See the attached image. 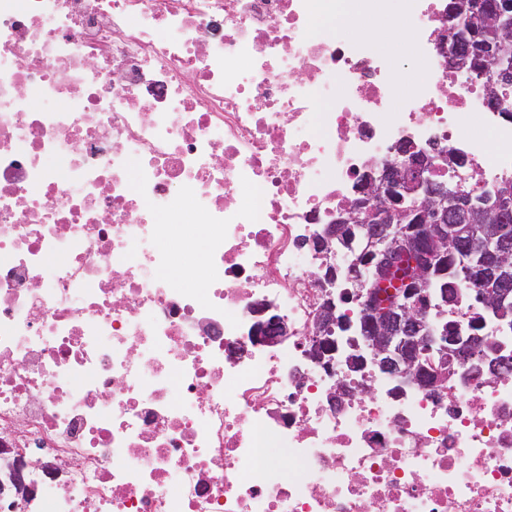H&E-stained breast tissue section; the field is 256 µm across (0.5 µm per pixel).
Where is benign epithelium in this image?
<instances>
[{
  "instance_id": "1",
  "label": "benign epithelium",
  "mask_w": 512,
  "mask_h": 512,
  "mask_svg": "<svg viewBox=\"0 0 512 512\" xmlns=\"http://www.w3.org/2000/svg\"><path fill=\"white\" fill-rule=\"evenodd\" d=\"M450 64L463 63L471 52L468 39L462 35L439 38L441 48H447ZM396 161L384 170L368 174L357 185V191L374 203L370 212L375 214L378 230H368L361 239L360 254L374 257L376 273L380 274L400 257L417 255L413 263L411 287L402 288L389 303L375 299L374 290L346 291L343 296L353 299L359 309L364 339L374 362L381 372L398 376L406 381H420V361L426 354L450 356L461 362L468 361L477 351L475 336H447L432 332L428 313L432 308V295L428 285L436 262L451 251L460 256L473 273L472 280L484 283L497 275L512 273L506 258L512 253V234L508 233V215L512 213V194L508 191H465L450 187L433 178L437 162L447 160V150L435 142L418 145L400 140L392 146ZM416 195L424 203L416 223L406 230L400 223L407 215L398 203L406 195ZM489 210L496 220L476 231L470 226L454 223V217H467L481 210ZM359 215L349 213L328 227L315 241V247L329 255L336 253V244L354 251L351 225L360 224ZM288 336V325L275 318L255 326V340L275 343ZM332 349L313 337L311 355L330 368ZM7 481L17 487V495L27 492L24 465H7Z\"/></svg>"
}]
</instances>
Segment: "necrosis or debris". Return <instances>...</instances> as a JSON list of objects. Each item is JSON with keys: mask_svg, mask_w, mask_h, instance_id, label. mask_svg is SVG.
I'll return each mask as SVG.
<instances>
[{"mask_svg": "<svg viewBox=\"0 0 512 512\" xmlns=\"http://www.w3.org/2000/svg\"><path fill=\"white\" fill-rule=\"evenodd\" d=\"M361 2L419 79L316 33L333 0H0V467L37 489L16 512H512V322L471 280L431 317L481 355L435 360L441 387L381 373L356 328L334 372L308 355L355 286L308 241L396 141L447 147L438 180L512 182V119L440 54L448 0ZM259 309L287 338L253 343ZM375 33L377 35L378 40L383 45H395L390 47H383L378 43L377 39L370 33L358 36H364L372 39L376 43L377 47L384 52L392 51L396 46L401 45L403 49L402 62L403 64H405V70L408 71L409 73L407 80H410V77L416 73V64L411 60L409 48L406 45L397 44L406 42L403 38L402 30L396 27L386 26L378 28V31H375Z\"/></svg>", "mask_w": 512, "mask_h": 512, "instance_id": "obj_1", "label": "necrosis or debris"}]
</instances>
